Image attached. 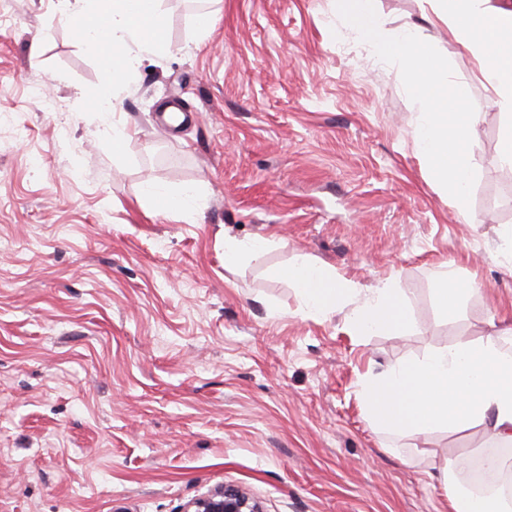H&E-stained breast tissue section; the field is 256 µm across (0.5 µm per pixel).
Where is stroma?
<instances>
[{
    "label": "stroma",
    "instance_id": "obj_1",
    "mask_svg": "<svg viewBox=\"0 0 512 512\" xmlns=\"http://www.w3.org/2000/svg\"><path fill=\"white\" fill-rule=\"evenodd\" d=\"M374 8L384 34L421 27L475 105L468 214L336 0H161L169 53L111 85L59 0H0V512H183L224 485L263 512H448L441 470L460 460L462 483L483 429L384 434L359 383L460 341L512 348L505 116L430 0ZM104 90L119 156L89 110ZM148 182L203 205L156 206ZM228 235L269 244L228 270ZM299 256L395 279L411 327L303 315L271 275ZM444 266L475 286L450 318Z\"/></svg>",
    "mask_w": 512,
    "mask_h": 512
}]
</instances>
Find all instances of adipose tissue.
Here are the masks:
<instances>
[{"label":"adipose tissue","instance_id":"adipose-tissue-1","mask_svg":"<svg viewBox=\"0 0 512 512\" xmlns=\"http://www.w3.org/2000/svg\"><path fill=\"white\" fill-rule=\"evenodd\" d=\"M433 4L440 19L455 25L461 46L481 61L485 81L512 114V11L487 6L486 0ZM60 7L83 43L105 50L110 79L133 75L141 54L168 49L159 0H60ZM274 275L298 288L307 316L349 309L348 319L361 335L411 325L394 279L364 291L303 256ZM359 395L370 422L385 432L480 426L492 439L512 443V353L492 337L389 366L363 378Z\"/></svg>","mask_w":512,"mask_h":512}]
</instances>
